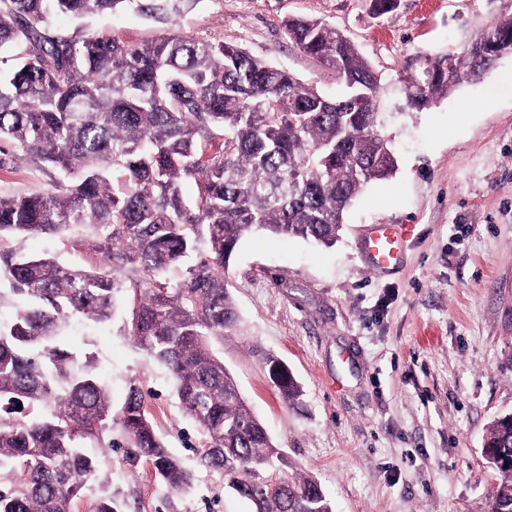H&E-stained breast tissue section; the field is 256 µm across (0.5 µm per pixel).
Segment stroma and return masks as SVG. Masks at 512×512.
Returning <instances> with one entry per match:
<instances>
[{
  "instance_id": "35a3bbf8",
  "label": "stroma",
  "mask_w": 512,
  "mask_h": 512,
  "mask_svg": "<svg viewBox=\"0 0 512 512\" xmlns=\"http://www.w3.org/2000/svg\"><path fill=\"white\" fill-rule=\"evenodd\" d=\"M369 0H181L166 20L118 10L79 22L54 15L64 33L132 43L169 32L224 40L333 97V74L288 41L291 17L341 30L382 74L379 112L397 157L349 208L336 245L267 233L247 238L225 274L239 322L214 352L282 448L291 477L317 481L334 512H489L498 472L483 446L512 413V96H496L512 54L420 112L404 110L402 67L418 53L462 52L512 14V0H400L384 19ZM412 224L400 264L369 267L360 239L372 224ZM44 236L0 239V250L50 254L93 269L99 255ZM68 345L89 357L120 408L130 383L169 453L192 475L168 489L126 449L103 450L95 491L72 512H92L98 492L121 512H254L223 475L206 469V437L188 419L169 371L129 335L125 306L109 321L73 323ZM272 354L300 382L284 402L260 359Z\"/></svg>"
}]
</instances>
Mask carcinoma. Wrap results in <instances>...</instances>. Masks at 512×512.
Returning <instances> with one entry per match:
<instances>
[{"label": "carcinoma", "instance_id": "1", "mask_svg": "<svg viewBox=\"0 0 512 512\" xmlns=\"http://www.w3.org/2000/svg\"><path fill=\"white\" fill-rule=\"evenodd\" d=\"M400 0H370L382 19ZM126 8L163 19L174 0H0V168L49 169L47 187L0 195V237L66 235L101 254L86 270L53 256L0 253V512H72L102 460L84 444L119 428L124 443L171 490L190 483L165 448L144 391L130 383L119 411L106 385L64 347L73 321L108 320L121 295L131 336L171 373L184 414L206 434L205 466L243 491L255 512H333L311 478L272 479L285 463L250 411L212 342L237 314L224 272L256 231L331 247L352 201L396 168L381 130V75L336 27L289 18L284 30L344 92L329 98L243 48L180 33L131 43L56 33L52 14L77 20ZM512 53V17L460 53L409 59L405 106L422 110ZM193 180L197 195L184 199ZM183 267L171 284L164 274ZM286 403L301 387L273 376ZM484 447L512 455V423L495 422ZM492 512H512V469L498 470Z\"/></svg>", "mask_w": 512, "mask_h": 512}]
</instances>
